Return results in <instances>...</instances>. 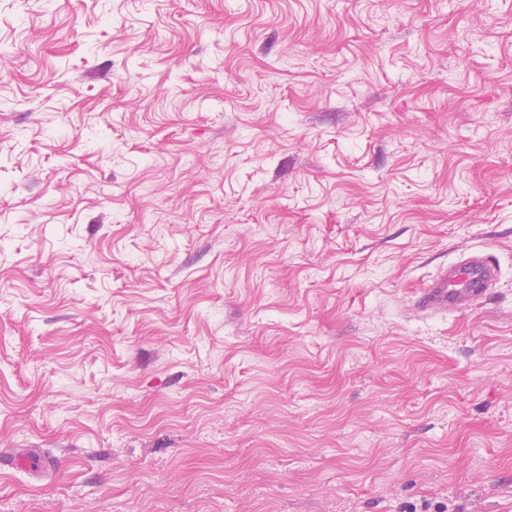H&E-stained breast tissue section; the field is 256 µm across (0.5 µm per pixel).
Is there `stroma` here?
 <instances>
[{
  "label": "stroma",
  "instance_id": "stroma-1",
  "mask_svg": "<svg viewBox=\"0 0 512 512\" xmlns=\"http://www.w3.org/2000/svg\"><path fill=\"white\" fill-rule=\"evenodd\" d=\"M1 448L0 512H512V0H0ZM499 278L500 268L491 254L464 253L438 269L431 281L415 292L408 310L414 317L464 312L488 296Z\"/></svg>",
  "mask_w": 512,
  "mask_h": 512
}]
</instances>
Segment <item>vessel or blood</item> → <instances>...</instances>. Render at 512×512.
<instances>
[{
	"instance_id": "1",
	"label": "vessel or blood",
	"mask_w": 512,
	"mask_h": 512,
	"mask_svg": "<svg viewBox=\"0 0 512 512\" xmlns=\"http://www.w3.org/2000/svg\"><path fill=\"white\" fill-rule=\"evenodd\" d=\"M500 268L486 252H468L438 269L431 281L415 292L409 303L412 316L460 313L496 288Z\"/></svg>"
}]
</instances>
